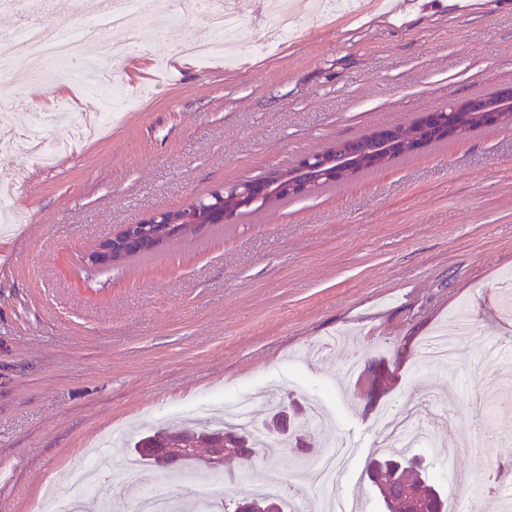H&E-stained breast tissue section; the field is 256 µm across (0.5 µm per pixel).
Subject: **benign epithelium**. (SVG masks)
Masks as SVG:
<instances>
[{
	"instance_id": "obj_1",
	"label": "benign epithelium",
	"mask_w": 512,
	"mask_h": 512,
	"mask_svg": "<svg viewBox=\"0 0 512 512\" xmlns=\"http://www.w3.org/2000/svg\"><path fill=\"white\" fill-rule=\"evenodd\" d=\"M479 126H512V90L496 99L473 98L425 114L416 130L407 133L396 126L380 127L371 134L350 141H340L328 149L303 157L293 167L278 171L259 181H244L217 189L208 200L191 201L180 208L165 210L136 224H123L116 233L101 239L86 255L93 266L110 267L144 249L158 250L173 237L194 227L224 222L239 210L260 206L268 195L303 197L311 194L323 181L333 182L368 164L381 166L397 152L421 150L435 140L455 138L464 134L465 123ZM190 452V442L175 439L163 448L149 449L153 471L166 475L176 469ZM257 450L240 448L238 441L218 436L211 440L206 466L224 471L226 460L234 456L248 461ZM275 500L238 503V512H278Z\"/></svg>"
}]
</instances>
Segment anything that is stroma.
Listing matches in <instances>:
<instances>
[{
  "label": "stroma",
  "mask_w": 512,
  "mask_h": 512,
  "mask_svg": "<svg viewBox=\"0 0 512 512\" xmlns=\"http://www.w3.org/2000/svg\"><path fill=\"white\" fill-rule=\"evenodd\" d=\"M292 2L298 31L274 54L256 53L269 23L251 20L238 67L173 58L161 76L155 18L139 14L137 41L111 34L115 54L95 73L132 83L140 105L54 165L0 159L6 204L26 215L0 234L9 257L0 263V512H68L71 476L99 447L111 452L112 475L94 497L134 512L128 462L143 419L243 393L259 422L271 387L298 420L328 397L336 435L353 450L336 489L362 487L370 512H387L364 476L385 453L382 409L412 403L433 416L414 452L449 495L455 470L480 476L499 459L497 447L454 460L443 447L462 428L512 435V409L469 398L484 386L470 368L475 350L512 342L502 288L512 273V128L431 142L120 265L83 261L119 225L512 89V0H369L359 14L318 19L311 0ZM62 104L74 116L101 107L71 83L0 80V138L16 133L20 106ZM458 314L468 326L449 371L421 347ZM446 391L451 417L434 402ZM318 459L286 449L272 461L232 460L208 492L233 503L276 479L283 498L322 512L323 493L306 478Z\"/></svg>",
  "instance_id": "35a3bbf8"
}]
</instances>
